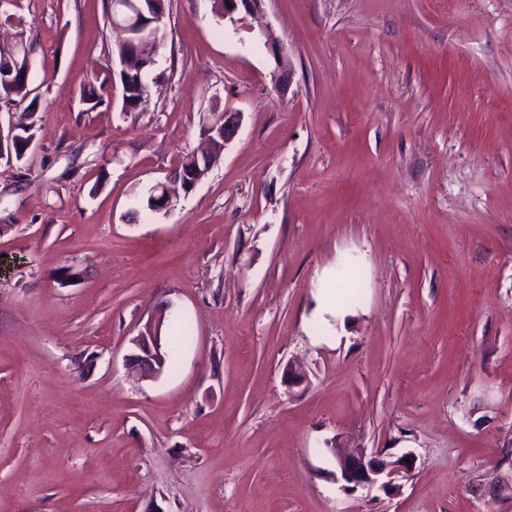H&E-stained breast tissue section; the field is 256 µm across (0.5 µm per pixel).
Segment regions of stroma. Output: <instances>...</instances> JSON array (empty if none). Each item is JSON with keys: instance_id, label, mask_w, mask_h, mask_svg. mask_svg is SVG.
<instances>
[{"instance_id": "35a3bbf8", "label": "stroma", "mask_w": 512, "mask_h": 512, "mask_svg": "<svg viewBox=\"0 0 512 512\" xmlns=\"http://www.w3.org/2000/svg\"><path fill=\"white\" fill-rule=\"evenodd\" d=\"M16 2L0 41L35 44L39 129L0 159V512H512V0L233 25L169 0L134 112L116 79L79 95L103 0ZM227 109L221 163L128 219ZM350 265L356 301L318 311ZM159 313L193 338L142 378ZM333 443L415 469L349 493ZM242 121L243 115L241 112L224 110L223 112L214 113L212 119L205 125V140L210 135H215L221 143L219 145L220 157L235 138ZM164 319L161 315L151 320L144 327V330L133 339L138 353L128 358L129 367L142 378H151L161 372L167 364V357L161 351V330Z\"/></svg>"}]
</instances>
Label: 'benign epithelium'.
I'll use <instances>...</instances> for the list:
<instances>
[{
    "instance_id": "obj_1",
    "label": "benign epithelium",
    "mask_w": 512,
    "mask_h": 512,
    "mask_svg": "<svg viewBox=\"0 0 512 512\" xmlns=\"http://www.w3.org/2000/svg\"><path fill=\"white\" fill-rule=\"evenodd\" d=\"M264 0H224V21L236 23L235 14L240 11L248 15L262 11ZM24 66H6L0 74V82L12 83L18 76L19 70H24L25 76L31 75L32 51L28 50L21 57ZM243 121V113L225 110L215 113L212 119L205 125L204 135H214L220 141L219 152H224L226 147L235 138ZM203 169L198 173H187L181 167L174 168L166 178V181L156 184L150 190L153 198V208L157 213L167 214L177 205V196L172 193L170 185H180L183 192L192 191L202 180ZM164 319L159 317L144 327V330L133 339L138 353L128 358L129 367L142 378H151L162 370L163 353L161 351V330ZM337 469L343 488L350 491L358 489L370 490L377 486L388 490L394 486L395 479L407 477L415 468V458L410 453H405L394 460L383 458L380 452L367 453L364 450L353 451L336 455Z\"/></svg>"
}]
</instances>
